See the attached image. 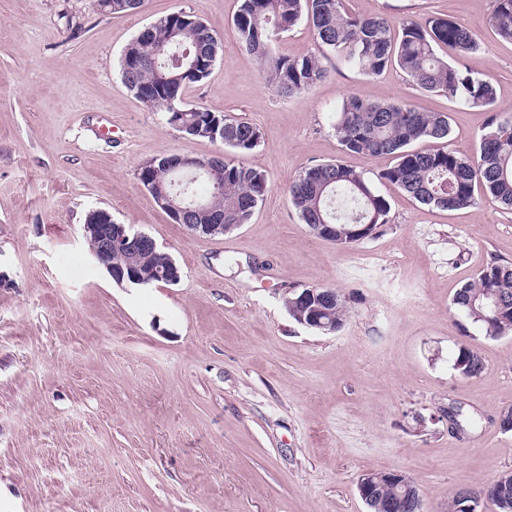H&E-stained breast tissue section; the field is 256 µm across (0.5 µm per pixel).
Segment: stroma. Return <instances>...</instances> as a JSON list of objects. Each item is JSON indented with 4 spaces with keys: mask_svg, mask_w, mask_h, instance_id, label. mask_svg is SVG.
I'll use <instances>...</instances> for the list:
<instances>
[{
    "mask_svg": "<svg viewBox=\"0 0 512 512\" xmlns=\"http://www.w3.org/2000/svg\"><path fill=\"white\" fill-rule=\"evenodd\" d=\"M240 0H145L102 15L93 0H0V512H367L363 475L406 474L424 512L457 489L512 472V336L495 341L456 310V291L512 262V214L486 200L418 203L387 182L388 224L343 249L312 234L287 188L330 160L375 181L382 159L343 151L336 111L352 94L450 115V145L473 154L489 112L420 92L396 67L367 78L328 60L308 93L261 78L234 26ZM400 25L445 14L479 48L438 53L489 75L512 111V42L493 0H347ZM185 12L221 39L213 71L184 93L256 126L261 145L222 149L184 136L136 100L120 64L139 31ZM264 172L249 223L190 235L141 184L163 154ZM148 232L176 284H116L92 258L89 210ZM348 300L341 331L296 324L290 291ZM484 369L452 368L461 343Z\"/></svg>",
    "mask_w": 512,
    "mask_h": 512,
    "instance_id": "35a3bbf8",
    "label": "stroma"
}]
</instances>
